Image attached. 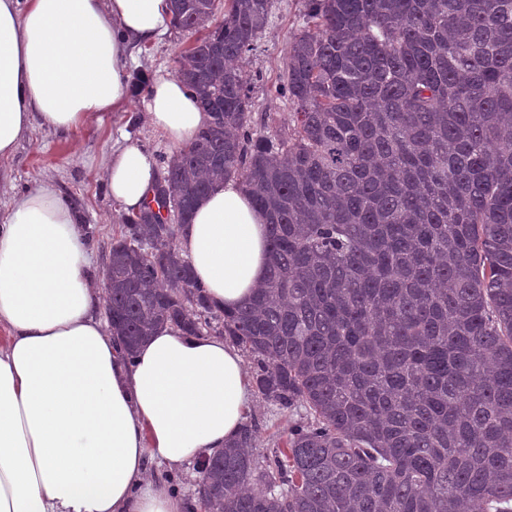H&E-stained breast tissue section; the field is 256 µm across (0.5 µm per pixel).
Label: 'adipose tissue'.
Listing matches in <instances>:
<instances>
[{
  "label": "adipose tissue",
  "instance_id": "adipose-tissue-1",
  "mask_svg": "<svg viewBox=\"0 0 512 512\" xmlns=\"http://www.w3.org/2000/svg\"><path fill=\"white\" fill-rule=\"evenodd\" d=\"M172 29L169 0H0V162L35 122L67 133L125 111L135 49ZM142 109L175 149L208 120L160 71ZM106 169L120 210L143 209L152 155L126 137ZM178 247L220 310L248 302L267 274L266 218L232 181L198 202ZM93 276L79 215L53 185L11 199L0 220V512H185L149 468L188 467L246 421L253 390L234 345L164 326L126 354Z\"/></svg>",
  "mask_w": 512,
  "mask_h": 512
}]
</instances>
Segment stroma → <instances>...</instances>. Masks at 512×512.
Returning <instances> with one entry per match:
<instances>
[{
    "label": "stroma",
    "mask_w": 512,
    "mask_h": 512,
    "mask_svg": "<svg viewBox=\"0 0 512 512\" xmlns=\"http://www.w3.org/2000/svg\"><path fill=\"white\" fill-rule=\"evenodd\" d=\"M302 25L303 0H274L269 25L244 63L254 127L263 126L271 117L276 118L279 128L288 124L291 107L276 87L284 73L288 44ZM192 40V34L177 31L161 45L141 48L130 74L148 78L160 67L173 71L176 55ZM142 96V91H133L126 111L99 113L91 124L65 134L34 126L13 158L0 164V220L7 213L13 193L42 180L51 181L79 211L82 230L95 257V271L105 274V251L119 234L121 215L104 178L113 144L126 136L153 156L172 154L166 140L149 127L140 105ZM297 420V415L278 414L261 397H254L247 421L257 429V454H267L277 447Z\"/></svg>",
    "instance_id": "stroma-1"
}]
</instances>
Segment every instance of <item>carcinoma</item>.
Here are the masks:
<instances>
[{"label": "carcinoma", "mask_w": 512, "mask_h": 512, "mask_svg": "<svg viewBox=\"0 0 512 512\" xmlns=\"http://www.w3.org/2000/svg\"><path fill=\"white\" fill-rule=\"evenodd\" d=\"M272 6L171 0L209 121L161 158L159 211L120 216L112 327L130 355L163 324L227 336L304 409L272 455L247 423L205 464L206 512H512V0H304L286 135L254 129L243 67ZM229 180L271 259L217 313L176 240Z\"/></svg>", "instance_id": "cac0c4a2"}]
</instances>
